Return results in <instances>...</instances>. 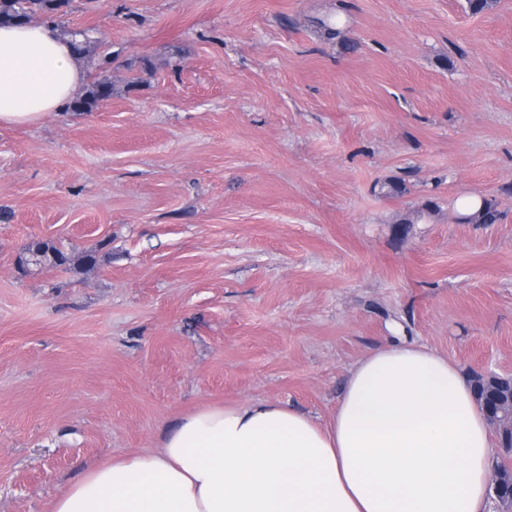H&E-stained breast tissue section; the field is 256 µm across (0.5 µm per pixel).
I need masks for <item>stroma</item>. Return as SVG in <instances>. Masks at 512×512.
<instances>
[{
	"instance_id": "35a3bbf8",
	"label": "stroma",
	"mask_w": 512,
	"mask_h": 512,
	"mask_svg": "<svg viewBox=\"0 0 512 512\" xmlns=\"http://www.w3.org/2000/svg\"><path fill=\"white\" fill-rule=\"evenodd\" d=\"M54 23L114 92L0 127V512H48L202 406L327 423L395 320L512 375V0H70ZM464 195L499 220L459 223ZM36 239L68 263L24 271Z\"/></svg>"
}]
</instances>
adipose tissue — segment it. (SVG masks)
Masks as SVG:
<instances>
[{
  "label": "adipose tissue",
  "instance_id": "obj_1",
  "mask_svg": "<svg viewBox=\"0 0 512 512\" xmlns=\"http://www.w3.org/2000/svg\"><path fill=\"white\" fill-rule=\"evenodd\" d=\"M50 22L0 26V126L62 112L83 76ZM491 425L457 364L389 341L327 424L278 403L214 405L157 453L90 468L49 512H485Z\"/></svg>",
  "mask_w": 512,
  "mask_h": 512
}]
</instances>
